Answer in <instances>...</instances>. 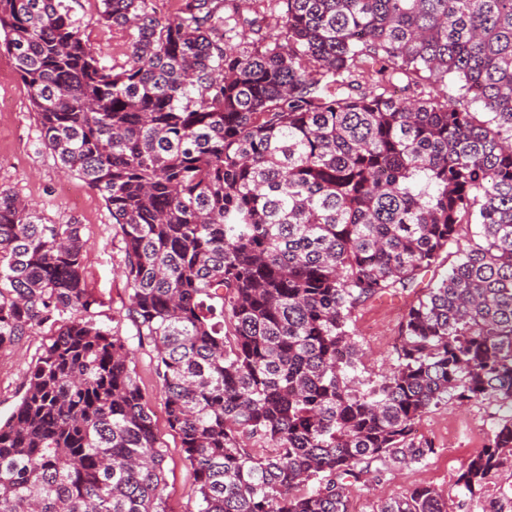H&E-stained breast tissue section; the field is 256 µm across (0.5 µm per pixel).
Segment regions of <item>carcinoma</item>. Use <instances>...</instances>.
Masks as SVG:
<instances>
[{
  "label": "carcinoma",
  "instance_id": "cac0c4a2",
  "mask_svg": "<svg viewBox=\"0 0 512 512\" xmlns=\"http://www.w3.org/2000/svg\"><path fill=\"white\" fill-rule=\"evenodd\" d=\"M96 2L122 62L64 0H0V48L121 229L134 334L91 315L82 225L1 189L0 348L48 332L0 422V512H172L133 341L196 512H350L348 486L435 454L431 407H512V0ZM450 78L485 115L423 91ZM405 293L396 365L362 388L356 311ZM510 459L504 415L457 484L478 501ZM374 512L451 510L419 485ZM67 6L74 18L79 19L85 27V35L93 51L98 57L108 62L112 59L122 61L125 49V32L121 29L104 27L92 22L91 16L95 11L92 0H68ZM133 362L136 378L141 389L143 402L154 413L157 430L164 442L166 451L165 467V495L168 496L172 510L176 512H190L195 510V487L189 465L185 460L181 439L172 431L166 422L164 412V396L155 374V358L148 346L137 347ZM173 510V511H174Z\"/></svg>",
  "mask_w": 512,
  "mask_h": 512
}]
</instances>
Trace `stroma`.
Masks as SVG:
<instances>
[{
	"instance_id": "1",
	"label": "stroma",
	"mask_w": 512,
	"mask_h": 512,
	"mask_svg": "<svg viewBox=\"0 0 512 512\" xmlns=\"http://www.w3.org/2000/svg\"><path fill=\"white\" fill-rule=\"evenodd\" d=\"M74 18L85 27V35L95 54L104 60L121 59L125 46L122 30L95 24L93 0H67ZM0 189H11L59 221L77 219L89 243L84 256V279L98 300L97 321L123 336L133 333L125 317L128 289L121 270L124 262L122 232L113 224L99 194L84 182L64 175L39 140L37 120L29 95L12 58L0 53ZM410 294L368 301L356 313V339L366 353L359 380L376 378L394 364V347L404 313L413 302ZM45 339L44 332L22 337L14 345L0 349V420L13 411L23 393V382ZM155 358L150 347L136 348L132 365L143 401L154 414L164 442L165 493L173 512H192L195 487L179 435L172 431L164 412V396L155 374ZM505 410L498 403L475 401L465 406L454 402L431 408L419 421V436L432 440L436 452L426 462L387 473L383 480L350 489L353 512H374L376 505L407 489L425 484L434 487L449 504H459L462 496L456 479L466 460L485 445ZM461 512H512V462L506 463L488 480L480 504Z\"/></svg>"
}]
</instances>
